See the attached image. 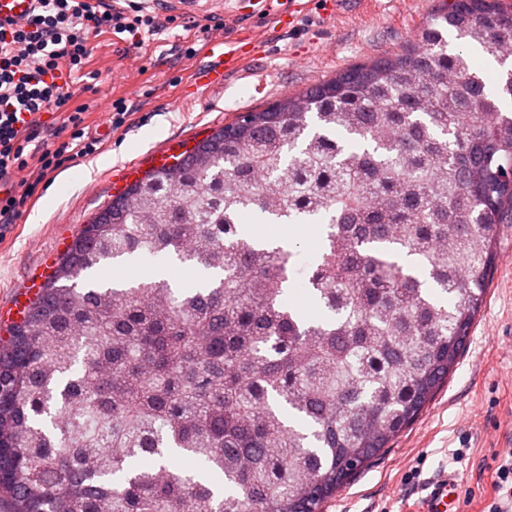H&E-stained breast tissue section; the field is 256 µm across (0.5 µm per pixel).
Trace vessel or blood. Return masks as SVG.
<instances>
[{
	"label": "vessel or blood",
	"mask_w": 512,
	"mask_h": 512,
	"mask_svg": "<svg viewBox=\"0 0 512 512\" xmlns=\"http://www.w3.org/2000/svg\"><path fill=\"white\" fill-rule=\"evenodd\" d=\"M228 0H141L143 7L155 10L165 16H195L205 18L211 15L239 18L253 15L278 31L294 28L297 21L311 11L312 0H238L234 9H227ZM41 0H0V27H10L28 16L36 14ZM266 47L262 30L248 29L233 38L208 40L206 52L212 57L211 66L194 71L189 76L193 89L223 91L227 88L228 76L249 78L248 66L261 55ZM458 497V481L455 474L442 473L427 487L425 506L422 512H452L451 505Z\"/></svg>",
	"instance_id": "obj_1"
}]
</instances>
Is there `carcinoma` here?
<instances>
[{"label":"carcinoma","instance_id":"carcinoma-1","mask_svg":"<svg viewBox=\"0 0 512 512\" xmlns=\"http://www.w3.org/2000/svg\"><path fill=\"white\" fill-rule=\"evenodd\" d=\"M499 45L512 7L452 0L417 43L198 141L177 190L148 171L83 225L0 349L9 512H321L447 383L484 303L512 223ZM251 212L326 224L310 261L252 239ZM146 257L209 278L91 279Z\"/></svg>","mask_w":512,"mask_h":512}]
</instances>
